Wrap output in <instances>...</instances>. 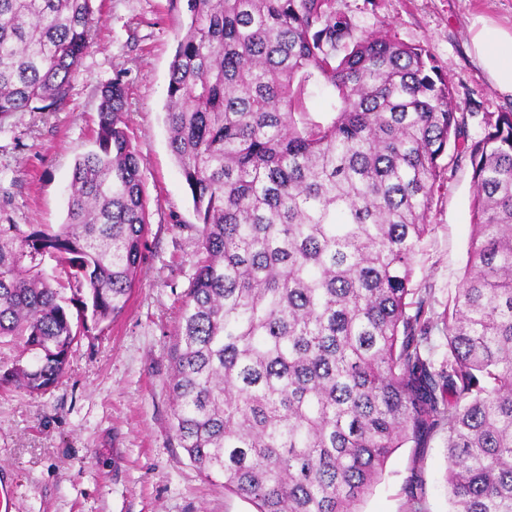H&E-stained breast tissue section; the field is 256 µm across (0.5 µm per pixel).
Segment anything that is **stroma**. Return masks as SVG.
<instances>
[{"label": "stroma", "instance_id": "1", "mask_svg": "<svg viewBox=\"0 0 512 512\" xmlns=\"http://www.w3.org/2000/svg\"><path fill=\"white\" fill-rule=\"evenodd\" d=\"M356 36L381 34L425 47L458 104L512 111L472 58L471 21L512 27V0H335ZM102 21L57 112H17L0 128V220L56 225L66 216L64 188L98 124L97 88L126 86L129 134L140 156L149 226L143 261L124 313L74 342L64 377L32 394L0 390V488L11 512H256L198 473L172 437L171 355L179 311L199 250L192 198L169 146L165 124L177 24L169 0H95ZM472 168L445 155L428 214L429 232L414 266L435 318L434 360L446 351L441 316L461 285L473 237ZM448 437L437 433L397 449L362 512H451Z\"/></svg>", "mask_w": 512, "mask_h": 512}]
</instances>
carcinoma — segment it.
<instances>
[{
	"mask_svg": "<svg viewBox=\"0 0 512 512\" xmlns=\"http://www.w3.org/2000/svg\"><path fill=\"white\" fill-rule=\"evenodd\" d=\"M93 2L0 0V122L62 105ZM170 3L169 147L200 241L169 382L179 447L257 512H361L396 449L445 430L452 512H512V112L460 111L423 46L354 37L334 0ZM311 81L335 99L325 125L306 120ZM98 99L65 221L0 224V346L18 350L0 388L54 386L137 279L148 212L122 80ZM450 146L471 163L474 240L437 369L407 298Z\"/></svg>",
	"mask_w": 512,
	"mask_h": 512,
	"instance_id": "cac0c4a2",
	"label": "carcinoma"
}]
</instances>
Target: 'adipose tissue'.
Listing matches in <instances>:
<instances>
[{
	"label": "adipose tissue",
	"mask_w": 512,
	"mask_h": 512,
	"mask_svg": "<svg viewBox=\"0 0 512 512\" xmlns=\"http://www.w3.org/2000/svg\"><path fill=\"white\" fill-rule=\"evenodd\" d=\"M472 45L474 56L493 87L512 95V30L481 22Z\"/></svg>",
	"instance_id": "ef3b65f1"
}]
</instances>
